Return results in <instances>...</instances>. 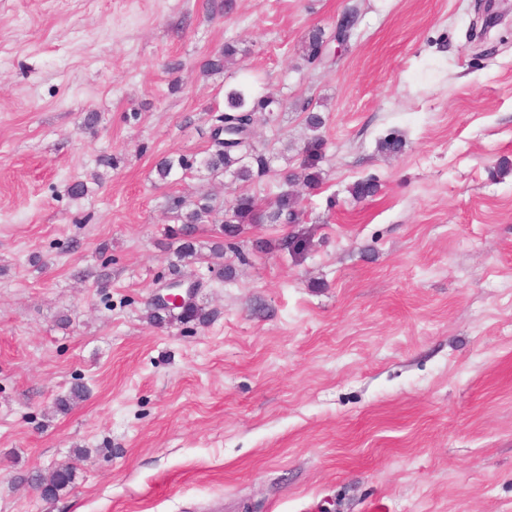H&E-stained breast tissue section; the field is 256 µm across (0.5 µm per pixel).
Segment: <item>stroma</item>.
Returning <instances> with one entry per match:
<instances>
[{"mask_svg": "<svg viewBox=\"0 0 512 512\" xmlns=\"http://www.w3.org/2000/svg\"><path fill=\"white\" fill-rule=\"evenodd\" d=\"M477 2L0 0V512H512V15L470 40ZM351 6L348 49L308 65ZM228 42L239 67L203 73ZM243 80L282 102L254 127L270 173L160 180ZM304 98L303 223L247 226L232 277L184 267L209 323H149L173 201L270 203ZM294 232L301 255L254 247ZM298 108L300 112L306 113V126L313 133L304 146V159L301 163V168L304 171V182L308 187H313L320 175L317 169L318 163L322 158L324 139L319 134V131L324 125V119L320 113L314 112L309 101L300 103ZM72 479L71 471L68 469H56L49 475L36 473L31 476V481L39 488L37 490L44 498L48 497L47 492L51 497H56L60 491L64 490L70 484ZM42 487V488H41ZM45 490H44V489ZM47 491V492H46Z\"/></svg>", "mask_w": 512, "mask_h": 512, "instance_id": "35a3bbf8", "label": "stroma"}]
</instances>
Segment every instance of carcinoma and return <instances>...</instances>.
<instances>
[{"label":"carcinoma","instance_id":"1","mask_svg":"<svg viewBox=\"0 0 512 512\" xmlns=\"http://www.w3.org/2000/svg\"><path fill=\"white\" fill-rule=\"evenodd\" d=\"M324 31L318 27L311 29L303 41V52L307 62H312L324 45ZM239 54L233 43L224 44V50L212 55L206 60L204 70L220 71L236 64ZM299 110L306 113L305 123L312 132L304 146V159L301 168L304 171V182L314 186L319 179L318 163L322 158L324 139L319 131L324 125L323 116L311 108L310 102L299 104ZM278 111L274 98L257 93L246 84L224 87V113L217 116L216 122L223 124V130L239 133L252 123L257 112L273 113ZM211 174L231 172L242 182H251L266 175L269 170V160L263 148L259 147L252 137L247 136L237 141L226 142L219 138V130L211 129V149L208 155L199 162ZM193 168V162L183 155L170 156L158 165V176L166 180L178 171ZM379 190L378 183L371 177L356 181L350 192L356 199L373 197ZM186 209L185 213L177 215L181 227L176 231L179 241V251L183 261L191 263L197 260L198 252L195 245V235L200 224L216 223V215H222L221 233L223 237L234 239L238 237L246 224H297L302 209L295 200L278 197L273 205L264 208L256 197L248 192L240 193L228 209L217 207L209 198H203L192 205L180 201L176 209ZM308 239L301 234H288L276 245L284 252L299 254L306 249ZM181 320L187 322L206 323L210 313L198 302H193L186 308ZM71 471L56 469L48 475L36 473L31 481L42 487L50 496L55 497L70 484Z\"/></svg>","mask_w":512,"mask_h":512}]
</instances>
